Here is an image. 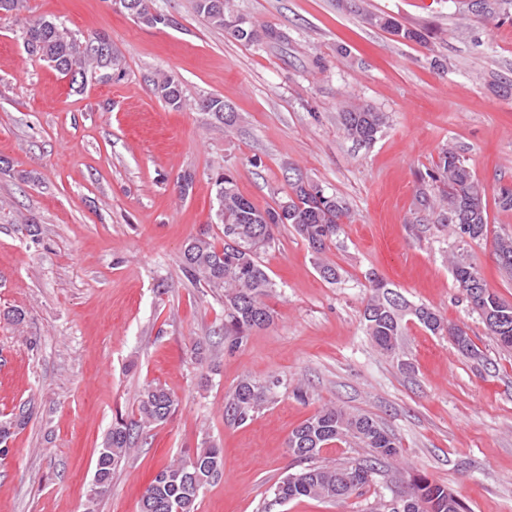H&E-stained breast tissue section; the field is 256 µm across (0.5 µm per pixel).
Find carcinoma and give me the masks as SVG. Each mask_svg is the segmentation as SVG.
I'll list each match as a JSON object with an SVG mask.
<instances>
[{
	"label": "carcinoma",
	"mask_w": 512,
	"mask_h": 512,
	"mask_svg": "<svg viewBox=\"0 0 512 512\" xmlns=\"http://www.w3.org/2000/svg\"><path fill=\"white\" fill-rule=\"evenodd\" d=\"M135 18L144 25L155 26L167 21L165 15L152 10L149 0H135ZM512 0H466L472 14L495 19L509 12ZM194 9L211 26L224 30L230 37L245 43L278 41L280 34L273 29L258 33L255 26L237 13L232 0H194ZM376 22L396 36L421 41L425 33L405 28L390 18ZM24 45L29 54L52 64L72 82L86 79L92 73L98 79H112V71L120 58L112 43L106 42L105 52L89 47L94 36L71 35L62 22L40 17L23 24ZM158 96L172 109L182 106L180 80L173 74L161 73L154 82ZM201 110L212 113L230 127L234 113L224 111V100L206 98ZM339 121L347 138L368 146L387 123V116L367 106L349 104L339 113ZM217 223L222 238L202 233L188 240L182 254L183 270L188 279L203 288L224 292V329L234 334V340L248 332L267 326L273 310L266 303L276 284L261 261V254L275 242L283 224L290 225L316 255L323 254L343 232L342 225L350 219L345 200L327 193L322 187L303 181L297 172L288 178L285 200L274 207L260 208L242 196L230 174H219L213 182ZM420 204L438 212L439 222L457 233L462 224L475 229L473 239L488 233V208L484 188L475 178L460 154L451 147L442 149L435 170L421 177ZM494 254L500 268L512 273V234L499 235L494 240ZM451 271L465 300L471 291L482 297V307L472 308L485 325L487 334L505 349H512V304L491 291L481 275L465 260L452 257ZM413 316L429 332L442 335L455 332L460 336L456 345L462 356L475 359L479 349L468 333L452 326L436 310L427 306H411L381 279H370V297L363 318L367 334L382 351L399 352L404 333V319ZM271 387L248 380L241 381L224 405L227 420L242 424L254 416L269 398ZM177 400L160 385L144 389L137 408V418L118 421L106 434L98 450L92 486L86 512H95L98 498L108 492L112 474L126 458L131 448L144 439L156 425L174 412ZM28 411L21 409L6 421H0V456L7 455L8 440L13 430L24 427ZM353 441L370 451L371 459L343 466H315L291 473L279 481L274 490V503L284 504L309 497L324 501L345 500L363 495L373 484L378 465L395 460L400 448L392 435L373 417L349 413L327 406L300 423L288 437L287 448L298 460H309L331 444ZM224 474V452L213 441L202 442L201 448L186 460H173L160 469L142 492L140 512H196L200 491ZM414 504L409 512H465L463 503L448 488L432 482L427 476H409Z\"/></svg>",
	"instance_id": "carcinoma-1"
}]
</instances>
